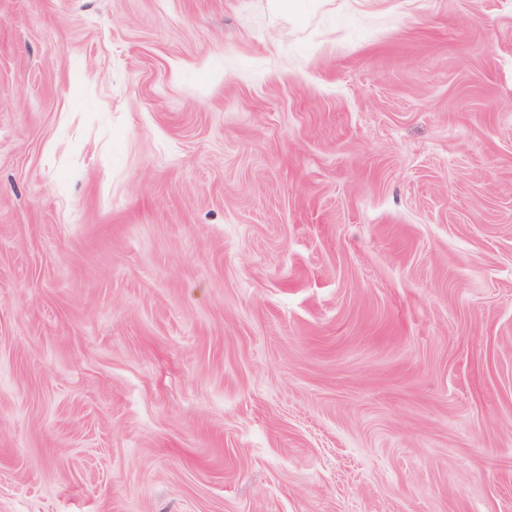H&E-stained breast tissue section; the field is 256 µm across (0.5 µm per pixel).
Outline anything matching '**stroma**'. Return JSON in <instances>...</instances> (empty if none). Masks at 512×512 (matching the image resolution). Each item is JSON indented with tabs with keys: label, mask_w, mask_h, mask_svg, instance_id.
<instances>
[{
	"label": "stroma",
	"mask_w": 512,
	"mask_h": 512,
	"mask_svg": "<svg viewBox=\"0 0 512 512\" xmlns=\"http://www.w3.org/2000/svg\"><path fill=\"white\" fill-rule=\"evenodd\" d=\"M0 512H512V0H0Z\"/></svg>",
	"instance_id": "35a3bbf8"
}]
</instances>
